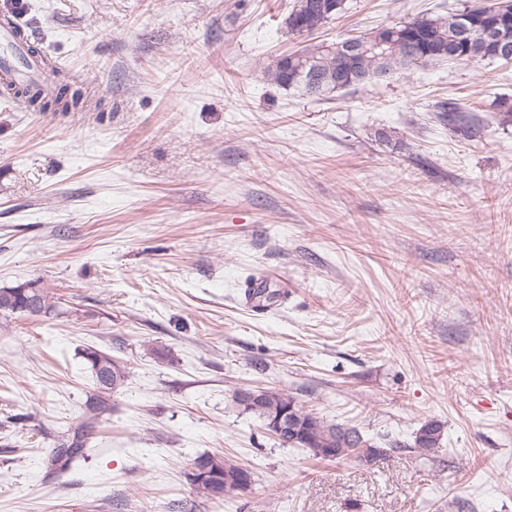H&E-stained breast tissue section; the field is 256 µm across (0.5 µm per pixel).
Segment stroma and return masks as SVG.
<instances>
[{
  "label": "stroma",
  "mask_w": 512,
  "mask_h": 512,
  "mask_svg": "<svg viewBox=\"0 0 512 512\" xmlns=\"http://www.w3.org/2000/svg\"><path fill=\"white\" fill-rule=\"evenodd\" d=\"M22 0L86 111L0 101V512H512V61L427 63L323 96L285 52L474 0ZM261 283L273 300L249 296ZM126 370L84 458L48 470ZM277 388L374 441L445 425L441 463L313 459L232 401ZM201 453L251 487L187 478ZM300 1H306L305 3L307 4V6L305 8L300 9L295 14V17L292 18V13L296 9ZM329 2L330 0H297L286 19L288 30L295 34H304L311 32L325 24L333 16L339 14L344 9L343 4L342 7L331 11L332 5H330ZM322 4L330 6H328L323 11L321 9ZM290 18H292L291 22H289ZM51 310L44 288L31 281L0 289V312L39 317ZM88 368L91 371L96 389L100 393L90 399L91 411L101 415L107 410L106 399L103 395L109 394L121 386L125 378V369L112 356L94 347L83 351ZM214 459H218L220 461L222 458H215V457H212L211 454L203 453V454H199V455L195 456L190 463V465L197 467L199 470L202 467H208L209 465H211L208 469V477L201 479L202 474H200L198 476H195V478L192 480L191 474H189V473L187 474L189 481H191L192 484H194L199 489V491L201 493H203L205 496L210 497V498L213 497L212 493H211L213 484L216 482L224 481L223 464L214 463V461H213ZM244 485H245V483H242L239 486H233L230 483H228L227 481H224L223 486L218 485L215 487L214 494L216 496L222 497L225 494H228L232 491L243 490Z\"/></svg>",
  "instance_id": "1"
}]
</instances>
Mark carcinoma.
<instances>
[{
	"instance_id": "carcinoma-1",
	"label": "carcinoma",
	"mask_w": 512,
	"mask_h": 512,
	"mask_svg": "<svg viewBox=\"0 0 512 512\" xmlns=\"http://www.w3.org/2000/svg\"><path fill=\"white\" fill-rule=\"evenodd\" d=\"M330 0H306V7L300 9L292 21L287 23L288 30L295 34L311 32L325 24L341 9H321V5ZM506 11L512 14V0H496L481 6L474 14L466 32L472 44L484 48V53L474 55L460 48L457 61L476 63L494 59V50L488 42V36L482 16L489 13ZM460 21L456 15L428 18L418 16L408 21L394 23L396 27L393 43L383 51H365L357 59L350 58L344 47V41L336 42L329 50L326 44H315L300 51V57L288 66L275 60L264 70L267 81L283 88H300L308 94L325 95L331 92L327 88V79L339 74L344 75L347 87L363 85L388 71L406 69L416 64L440 62L443 57L435 50L441 45L453 43L459 39ZM16 93L39 111L58 109L65 112H81L88 106V95L82 88L62 81L53 84L52 91L44 92L38 84H20ZM51 310L47 295L38 283L31 281L11 288L0 289V312L39 317ZM88 368L99 395L90 399L91 411L97 415L107 410L105 395L121 386L125 378V369L112 356L94 347L83 351ZM241 391L233 394V401L243 411L259 419L264 425L270 424V417L283 411L297 415L298 433L292 448H306L320 459L354 457L371 461L380 456L394 454L429 459L437 456L441 449L444 424L438 420H429L421 425L414 436L413 443L388 441L381 446L371 438L365 437L358 429L343 424L330 423L311 411L306 410L295 396L276 388H264L259 391L260 405L244 407L240 401ZM93 425L80 423L69 433L58 439L48 456V467L63 471L70 464L85 456L88 439ZM191 465L208 468V477L196 476L192 480L201 493L212 496V486L224 481V467L214 463V457L208 453L195 456Z\"/></svg>"
}]
</instances>
